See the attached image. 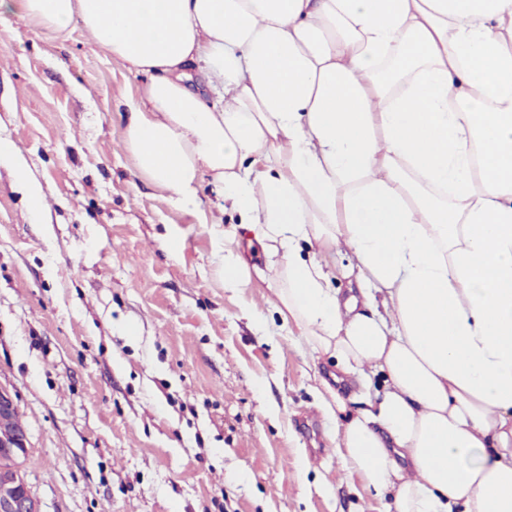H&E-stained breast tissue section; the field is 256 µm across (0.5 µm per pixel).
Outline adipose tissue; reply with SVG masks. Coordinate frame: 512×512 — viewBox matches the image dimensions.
<instances>
[{"instance_id": "ef3b65f1", "label": "adipose tissue", "mask_w": 512, "mask_h": 512, "mask_svg": "<svg viewBox=\"0 0 512 512\" xmlns=\"http://www.w3.org/2000/svg\"><path fill=\"white\" fill-rule=\"evenodd\" d=\"M3 12L81 23L144 75L126 129L140 174L187 211L211 177L278 257L299 336L362 389L341 480L392 493L396 512H512V0ZM306 242L351 251L359 296L340 299Z\"/></svg>"}]
</instances>
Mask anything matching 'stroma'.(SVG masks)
I'll list each match as a JSON object with an SVG mask.
<instances>
[{
	"instance_id": "stroma-1",
	"label": "stroma",
	"mask_w": 512,
	"mask_h": 512,
	"mask_svg": "<svg viewBox=\"0 0 512 512\" xmlns=\"http://www.w3.org/2000/svg\"><path fill=\"white\" fill-rule=\"evenodd\" d=\"M143 82L81 25L0 15V135L49 209L31 222L0 164V385L41 512H395L339 482L322 398L352 412L357 388L291 332L254 233L211 181L187 212L139 175ZM228 242L251 274L235 291Z\"/></svg>"
}]
</instances>
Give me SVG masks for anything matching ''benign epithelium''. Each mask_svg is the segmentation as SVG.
Listing matches in <instances>:
<instances>
[{"mask_svg": "<svg viewBox=\"0 0 512 512\" xmlns=\"http://www.w3.org/2000/svg\"><path fill=\"white\" fill-rule=\"evenodd\" d=\"M17 412L15 396L0 385V512H40L24 470L28 429Z\"/></svg>", "mask_w": 512, "mask_h": 512, "instance_id": "obj_1", "label": "benign epithelium"}]
</instances>
